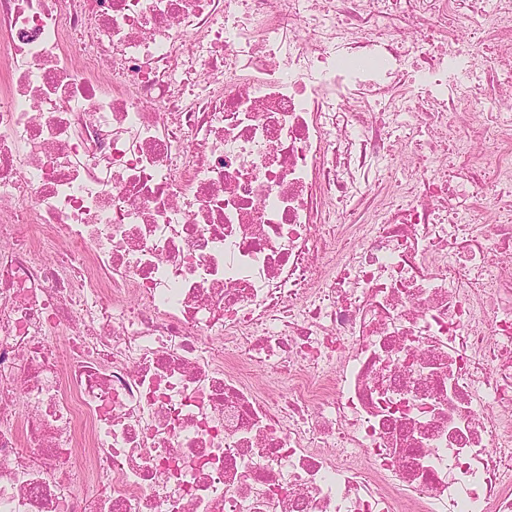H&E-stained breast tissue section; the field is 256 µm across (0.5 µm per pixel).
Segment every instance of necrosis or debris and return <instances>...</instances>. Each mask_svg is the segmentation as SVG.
<instances>
[{
    "label": "necrosis or debris",
    "instance_id": "necrosis-or-debris-1",
    "mask_svg": "<svg viewBox=\"0 0 512 512\" xmlns=\"http://www.w3.org/2000/svg\"><path fill=\"white\" fill-rule=\"evenodd\" d=\"M465 2L0 0V512H512V0ZM252 380L274 398L288 395V382L274 370L255 369Z\"/></svg>",
    "mask_w": 512,
    "mask_h": 512
}]
</instances>
